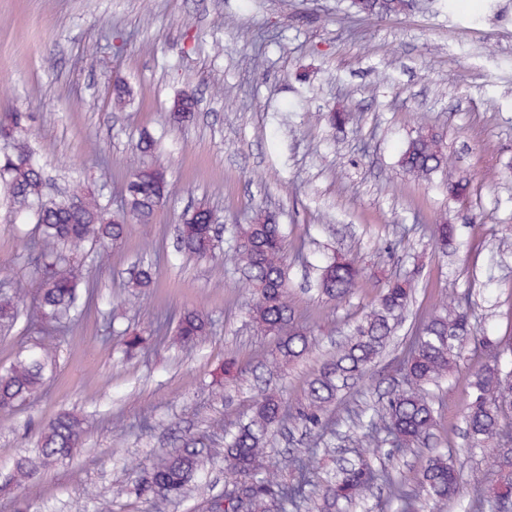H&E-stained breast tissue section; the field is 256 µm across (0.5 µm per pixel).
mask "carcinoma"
<instances>
[{
  "label": "carcinoma",
  "mask_w": 512,
  "mask_h": 512,
  "mask_svg": "<svg viewBox=\"0 0 512 512\" xmlns=\"http://www.w3.org/2000/svg\"><path fill=\"white\" fill-rule=\"evenodd\" d=\"M366 16H398L412 11L415 0H352ZM179 112L170 114L176 123L189 120L198 107L192 93L174 98ZM333 127L354 126L359 116L352 110L329 112ZM29 116L25 112L0 114V140L8 151L0 155V184L15 206L19 218H30L37 235L26 246L34 266L32 288L14 285L0 288V326L15 324L20 313L27 322L50 326L77 313L84 303L86 273L79 258L96 246L94 262L109 265L112 246L120 241L129 224H150L169 199L172 189L164 169L155 164L131 171L123 194L129 206L121 219L112 218L98 193L87 191L73 201L43 199L44 175L28 140ZM445 163L442 137L423 129L412 138L400 166L413 180L429 181ZM219 220L207 206L192 213V221L181 225L180 251L198 258L215 253ZM456 228L445 222L434 227L436 245L445 248L454 241ZM233 250L237 268L253 290L249 315L261 330L276 337V353L285 362L303 358L311 349V330L301 324L288 303V257L286 234L276 216L266 210L253 212L249 223L236 228ZM156 280V271L140 269L130 282V295ZM360 271L354 262L335 258L323 269L317 287L338 303L359 287ZM415 293L407 277L389 280L374 305L350 331L336 357L324 362L308 381L305 401L295 409L286 406L278 392L269 390L255 401L250 415L228 428L220 420L210 431L188 435L181 449L155 458L150 468L137 476L134 490L150 500L153 512H167L175 499L201 480L211 459V442L224 435V460L228 480L224 496L208 501L207 512H298L311 505L317 512H351L370 500L375 484H385L397 501L395 512H419L417 494L436 505L456 499L464 487L461 469L437 452L428 458L418 478L419 493L403 489L404 478L376 468L358 458L339 468L336 479L323 482L318 476L320 448H298L291 466L293 478L285 479L269 459L271 437L285 422L293 421L312 430L326 428L324 415L344 393L372 371L394 333L395 321ZM32 302H27V298ZM211 322L197 309L184 310L176 323L177 342L186 349L209 335ZM474 338L469 298L450 295L443 299L416 327L403 352L399 367L401 387L389 392L387 402L375 415L359 414L350 440L360 447L387 448L401 455L427 441L435 426V408L430 387L448 375L460 351ZM477 343L487 358L471 382V400L464 414L469 440L489 446L505 466H512V446L500 437L505 432L504 416L512 413V371L503 374L501 358L512 351V337L482 336ZM49 347L43 343L19 351L11 364L0 371V414L11 413L37 393L52 371ZM85 434L81 417L61 412L41 432L37 447L17 459L8 479L21 482L47 465L70 457ZM474 502L490 512H512V471L499 475L495 484L473 492Z\"/></svg>",
  "instance_id": "cac0c4a2"
}]
</instances>
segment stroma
I'll return each instance as SVG.
<instances>
[{
    "instance_id": "35a3bbf8",
    "label": "stroma",
    "mask_w": 512,
    "mask_h": 512,
    "mask_svg": "<svg viewBox=\"0 0 512 512\" xmlns=\"http://www.w3.org/2000/svg\"><path fill=\"white\" fill-rule=\"evenodd\" d=\"M267 29L277 37L257 70L256 38ZM116 34L127 42L119 55ZM118 76L132 88L121 106L112 96ZM215 82L231 98L212 97ZM184 92L200 109L178 124L169 108ZM342 108L357 111L356 127L327 124L325 113ZM13 110L34 116L47 195L90 187L119 213L126 175L146 162L132 151L142 136L156 140L154 159L174 193L153 224L128 225L109 267L84 258L98 303L64 333L46 337L22 320L0 332V367L40 341L56 357L41 391L0 416V512H151L132 484L156 456L175 451V432L236 423L265 386L299 405L308 380L390 278L412 279L414 302L370 377L330 407L338 431L377 404L414 323L444 296L470 295L477 335L512 336V0H416L408 14L382 19L356 13L350 0H0V113ZM422 128L442 135L448 157L446 172L429 183L411 180L398 163ZM91 139L102 159L87 155ZM461 176L471 179V194L449 201L447 182ZM200 205L228 230L257 207L286 225L288 298L312 330L303 359L277 360L274 338L251 322L230 242L216 261L177 251L176 228ZM444 219L456 238L442 251L432 229ZM35 232L34 223L15 222L0 196V281L31 280L24 244ZM341 255L361 268L362 281L336 303L315 281ZM141 265L158 276L138 306L126 296ZM186 308L211 321L210 335L189 352L173 341V320ZM126 330L143 338L130 357ZM228 357L242 371L217 382ZM483 362L467 347L437 390L430 447L389 458L339 440L320 460L323 474L361 455L400 472L412 491L434 449L452 456L467 489L491 485L492 450L469 447L462 421ZM65 410L86 419L73 458L5 482ZM212 450L200 487L169 512H201L223 493V438Z\"/></svg>"
}]
</instances>
